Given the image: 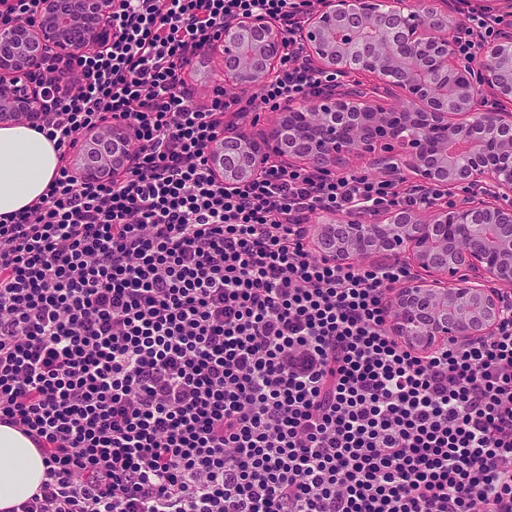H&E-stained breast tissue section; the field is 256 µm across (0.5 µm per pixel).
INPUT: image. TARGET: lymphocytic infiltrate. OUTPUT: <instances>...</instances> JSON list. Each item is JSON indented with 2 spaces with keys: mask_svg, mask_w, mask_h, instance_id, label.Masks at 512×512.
<instances>
[{
  "mask_svg": "<svg viewBox=\"0 0 512 512\" xmlns=\"http://www.w3.org/2000/svg\"><path fill=\"white\" fill-rule=\"evenodd\" d=\"M111 45L54 69L41 131L60 150L41 202L0 221V423L46 459L13 512H512V308L477 342L392 336L409 266L336 262L319 213L432 204L379 177L271 161L226 188L206 150L225 113L331 82L305 56L314 0H112ZM287 36L258 100L183 73L227 20ZM506 16L469 12L463 59ZM134 124V164L97 182L82 132Z\"/></svg>",
  "mask_w": 512,
  "mask_h": 512,
  "instance_id": "1",
  "label": "lymphocytic infiltrate"
}]
</instances>
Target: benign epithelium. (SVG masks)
Returning a JSON list of instances; mask_svg holds the SVG:
<instances>
[{"mask_svg": "<svg viewBox=\"0 0 512 512\" xmlns=\"http://www.w3.org/2000/svg\"><path fill=\"white\" fill-rule=\"evenodd\" d=\"M112 0H40L31 17L0 22V124H32L43 117L41 76L46 62L65 73L78 52L112 42ZM454 19L409 0H322L303 28L313 64L375 78L366 88L330 84L307 106L285 103L261 136L227 126L210 144L209 165L230 187L277 159L332 175L346 160L375 159L384 174L389 153L401 152L421 188L453 189L451 202L428 210L392 209L386 217L327 218L317 247L338 260L374 255L414 264L426 273L395 293L391 326L427 349L446 341L467 344L491 335L500 322L502 287L512 285V30L481 48L484 61H460L448 37ZM387 28L362 59L338 36ZM210 49L224 61V84L241 94L275 75L286 40L263 14L224 25ZM134 128L114 119L85 133L77 174L94 181L133 165Z\"/></svg>", "mask_w": 512, "mask_h": 512, "instance_id": "benign-epithelium-1", "label": "benign epithelium"}]
</instances>
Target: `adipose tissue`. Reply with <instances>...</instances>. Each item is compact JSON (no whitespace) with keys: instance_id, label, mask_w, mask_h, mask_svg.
I'll use <instances>...</instances> for the list:
<instances>
[{"instance_id":"obj_1","label":"adipose tissue","mask_w":512,"mask_h":512,"mask_svg":"<svg viewBox=\"0 0 512 512\" xmlns=\"http://www.w3.org/2000/svg\"><path fill=\"white\" fill-rule=\"evenodd\" d=\"M58 168L57 151L38 130L0 125V217L40 202ZM44 472V458L32 441L0 424V512H8L34 494Z\"/></svg>"}]
</instances>
